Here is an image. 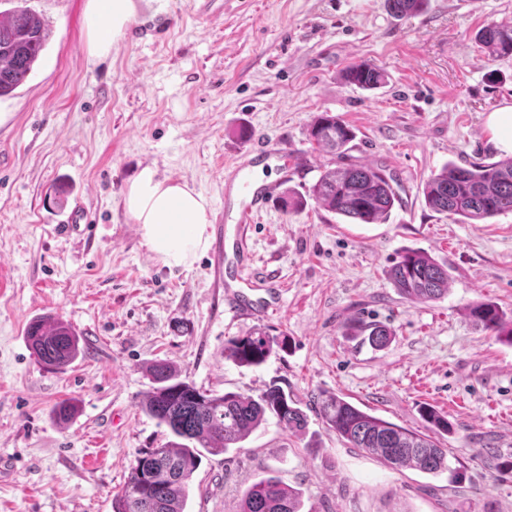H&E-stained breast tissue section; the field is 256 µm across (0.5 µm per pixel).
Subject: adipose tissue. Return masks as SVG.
Wrapping results in <instances>:
<instances>
[{
  "instance_id": "obj_1",
  "label": "adipose tissue",
  "mask_w": 512,
  "mask_h": 512,
  "mask_svg": "<svg viewBox=\"0 0 512 512\" xmlns=\"http://www.w3.org/2000/svg\"><path fill=\"white\" fill-rule=\"evenodd\" d=\"M133 17V0H86L89 55L107 56ZM123 202L132 221L139 224L146 247L163 266L189 268L210 249V201L187 183L159 177L154 167L146 165L127 185Z\"/></svg>"
}]
</instances>
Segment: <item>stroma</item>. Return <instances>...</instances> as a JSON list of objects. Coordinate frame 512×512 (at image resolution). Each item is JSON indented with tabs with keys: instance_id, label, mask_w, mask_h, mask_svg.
<instances>
[{
	"instance_id": "obj_1",
	"label": "stroma",
	"mask_w": 512,
	"mask_h": 512,
	"mask_svg": "<svg viewBox=\"0 0 512 512\" xmlns=\"http://www.w3.org/2000/svg\"><path fill=\"white\" fill-rule=\"evenodd\" d=\"M126 32L90 57L84 0H27L50 37L33 71L0 97V512H112L143 449L165 427L140 405L148 363L165 359L197 387L258 395L276 384L307 414L304 433L268 418L242 447L205 455L185 512H238L243 491L274 474L303 512H512V346L465 315L492 299L512 311V213L465 224L433 211L423 189L448 163L492 162L490 112L512 103V58L492 59L480 28L512 22V0H425L405 17L387 0H134ZM365 62L384 84L364 91L345 69ZM355 132L345 155L317 149L313 120ZM288 147L290 173L250 228L254 279L279 308L242 319L224 304L208 257L168 269L144 244L123 195L146 165L224 209V163ZM364 164L392 176L399 200L378 224H353L311 199L324 168ZM296 206L284 207V196ZM82 234L54 228L75 200ZM409 249L449 268L445 298L413 303L389 279ZM68 323L85 349L43 367L25 331L39 316ZM387 326L375 350L352 321ZM287 337L261 366L224 358L256 328ZM418 433L429 405L453 423L443 442L463 471H397L349 447L313 408L318 392ZM72 401V419L54 409Z\"/></svg>"
}]
</instances>
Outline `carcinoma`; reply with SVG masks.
Segmentation results:
<instances>
[{
  "mask_svg": "<svg viewBox=\"0 0 512 512\" xmlns=\"http://www.w3.org/2000/svg\"><path fill=\"white\" fill-rule=\"evenodd\" d=\"M397 16L412 14L422 0H387ZM49 39V31L34 12L16 6L0 19V97L22 85L38 61ZM482 48L493 57L512 56V24L492 23L477 33ZM345 79L365 90L384 83V74L365 63H353ZM311 140L319 150L341 153L354 140L353 130L327 112L311 125ZM392 178L383 170L366 165L325 169L311 187V197L329 211L358 224H373L387 218L396 193ZM428 205L439 213L460 217L463 222L485 221L512 213V157L493 163H472L467 167L444 166L424 189ZM395 288L411 301H433L448 293V267L419 250H407L389 271ZM469 316L484 330L504 337L512 345V317L497 303H471ZM373 347L381 348L392 333L378 324L357 322ZM27 340L38 359L59 368L74 362L80 352L79 335L61 320L39 317L26 330ZM287 348L265 330L254 329L227 340L224 358L238 365L259 366L274 349ZM153 389L141 409L168 428L172 439L143 450L121 489L113 496V512H184L193 473L201 457L219 455L237 447L267 418L294 433L306 426V414L299 402L278 385L257 396L203 390L182 376L167 360H156L147 369ZM325 423L352 448H361L393 469H415L438 475L448 473L459 482L462 475L448 463L449 450L439 437L450 432L448 420L431 408L422 416L434 427V436L422 435L352 405L338 394L322 393L315 402ZM301 496L274 476L249 486L241 497L239 512H300Z\"/></svg>",
  "mask_w": 512,
  "mask_h": 512,
  "instance_id": "carcinoma-1",
  "label": "carcinoma"
}]
</instances>
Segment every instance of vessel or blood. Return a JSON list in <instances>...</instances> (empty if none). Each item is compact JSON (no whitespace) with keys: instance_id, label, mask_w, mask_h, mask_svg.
I'll return each instance as SVG.
<instances>
[{"instance_id":"vessel-or-blood-1","label":"vessel or blood","mask_w":512,"mask_h":512,"mask_svg":"<svg viewBox=\"0 0 512 512\" xmlns=\"http://www.w3.org/2000/svg\"><path fill=\"white\" fill-rule=\"evenodd\" d=\"M255 167V158L248 155L224 170L225 183L234 189L233 198L226 200L225 206L235 211V234L231 247L225 248L223 255L215 257L213 263L218 272L230 268V275L224 278V299L236 316L245 318L266 316L278 308L276 294L252 296L253 280L246 272V262L250 258L246 243L249 224L279 190L278 184L261 181Z\"/></svg>"}]
</instances>
